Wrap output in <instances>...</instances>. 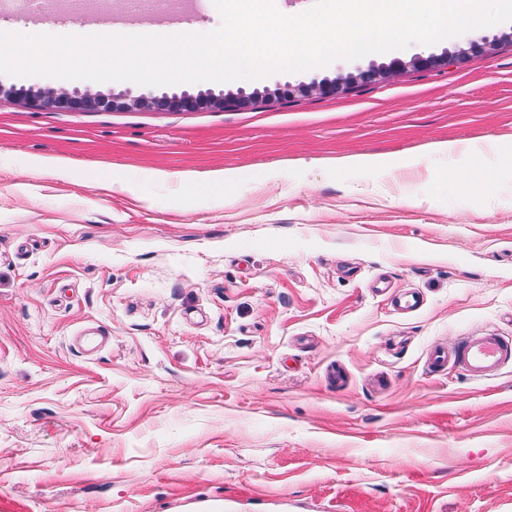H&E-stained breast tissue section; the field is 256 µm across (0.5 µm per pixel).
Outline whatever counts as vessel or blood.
I'll use <instances>...</instances> for the list:
<instances>
[{
	"mask_svg": "<svg viewBox=\"0 0 512 512\" xmlns=\"http://www.w3.org/2000/svg\"><path fill=\"white\" fill-rule=\"evenodd\" d=\"M509 363H512V340L490 329L474 332L452 348L433 347L428 356L431 370L454 366L473 379L494 376Z\"/></svg>",
	"mask_w": 512,
	"mask_h": 512,
	"instance_id": "obj_1",
	"label": "vessel or blood"
}]
</instances>
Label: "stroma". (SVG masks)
Listing matches in <instances>:
<instances>
[{"label":"stroma","mask_w":512,"mask_h":512,"mask_svg":"<svg viewBox=\"0 0 512 512\" xmlns=\"http://www.w3.org/2000/svg\"><path fill=\"white\" fill-rule=\"evenodd\" d=\"M37 10L21 23L12 0L0 31L221 23L212 0ZM511 32L485 28L497 50L447 69L244 110L1 97L0 512H512V366L479 381L427 366L435 344L512 335ZM472 38L153 92H261ZM453 140L501 151L432 152ZM40 158L74 180L35 173ZM216 170L236 175L220 206Z\"/></svg>","instance_id":"stroma-1"}]
</instances>
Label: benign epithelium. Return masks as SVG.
Returning a JSON list of instances; mask_svg holds the SVG:
<instances>
[{
    "label": "benign epithelium",
    "instance_id": "benign-epithelium-1",
    "mask_svg": "<svg viewBox=\"0 0 512 512\" xmlns=\"http://www.w3.org/2000/svg\"><path fill=\"white\" fill-rule=\"evenodd\" d=\"M512 42V33L501 38L488 40L482 38L470 42L468 49L453 53L444 52L440 55L428 57L414 56L408 61L395 59L389 64H371L365 69H358L345 76L333 79H314L308 84L292 86L287 85L272 93L264 95L253 92L246 93L239 90L235 93H222L219 95L193 94L183 91L171 95H139L112 93H78L73 94L61 91L37 89L23 95L27 104L36 108H46L60 112H80L85 110H140L156 109L168 111H191L199 108H238L245 109L255 105L259 100L270 101L272 99L292 98L298 94H318L324 97L344 95L360 86L383 84L393 79L398 73L409 68L414 70H430L443 68L450 64L463 62L471 53H488L495 49L500 40Z\"/></svg>",
    "mask_w": 512,
    "mask_h": 512
}]
</instances>
